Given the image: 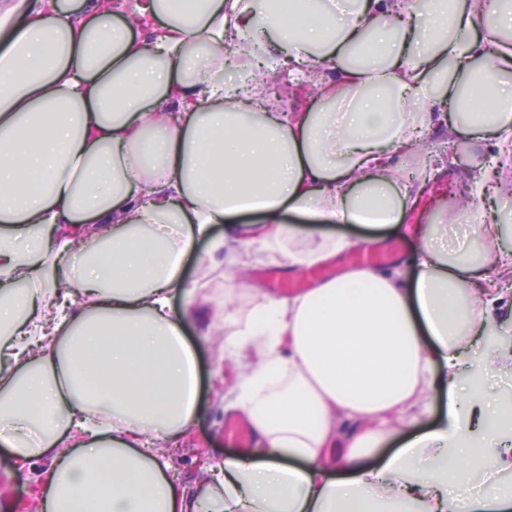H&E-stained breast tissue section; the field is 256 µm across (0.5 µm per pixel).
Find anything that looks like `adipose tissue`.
<instances>
[{
  "label": "adipose tissue",
  "instance_id": "ef3b65f1",
  "mask_svg": "<svg viewBox=\"0 0 512 512\" xmlns=\"http://www.w3.org/2000/svg\"><path fill=\"white\" fill-rule=\"evenodd\" d=\"M24 5L0 9V447L49 459L42 512H448L470 471H512L470 425L489 362L465 357L512 314V252L484 232L512 195L485 177L512 168V0ZM317 70L287 109L254 83ZM450 136L497 149L459 212L482 255L442 244L436 201L400 266L254 296L224 338L254 445L177 490L155 445L200 411L185 255L255 245L291 271L386 242L446 173L422 143ZM440 385L445 419L372 465Z\"/></svg>",
  "mask_w": 512,
  "mask_h": 512
}]
</instances>
